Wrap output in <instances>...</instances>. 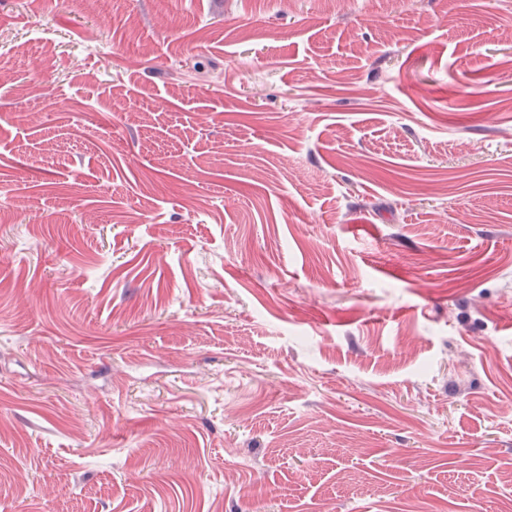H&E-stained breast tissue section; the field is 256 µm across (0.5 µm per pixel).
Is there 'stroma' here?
<instances>
[{"mask_svg": "<svg viewBox=\"0 0 512 512\" xmlns=\"http://www.w3.org/2000/svg\"><path fill=\"white\" fill-rule=\"evenodd\" d=\"M0 45V512H512V0Z\"/></svg>", "mask_w": 512, "mask_h": 512, "instance_id": "1", "label": "stroma"}]
</instances>
